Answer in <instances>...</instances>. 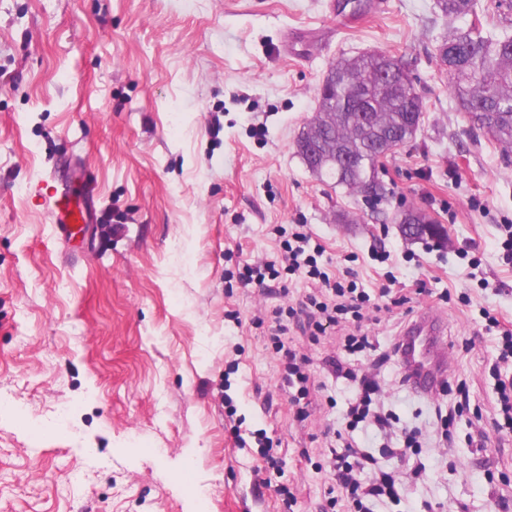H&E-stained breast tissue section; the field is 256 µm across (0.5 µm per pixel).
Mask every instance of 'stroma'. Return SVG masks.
<instances>
[{"label": "stroma", "mask_w": 512, "mask_h": 512, "mask_svg": "<svg viewBox=\"0 0 512 512\" xmlns=\"http://www.w3.org/2000/svg\"><path fill=\"white\" fill-rule=\"evenodd\" d=\"M470 22L435 0H0V512H196L203 492L208 512H322L338 494L323 450L354 391L322 360L344 349L290 327L315 399L299 419L271 336L307 279L228 282L297 231L322 271L409 298H382L361 323L378 347L350 358L396 431L422 433L419 455L381 459L400 498L373 512H512V433L468 443L498 410L512 331V153L433 57ZM367 52L402 57L425 104L378 205L295 146L329 66ZM69 164L97 215L66 246L31 187ZM409 206L444 238L406 239L388 216ZM425 307L446 319L442 399L469 389L446 445L390 355Z\"/></svg>", "instance_id": "stroma-1"}]
</instances>
